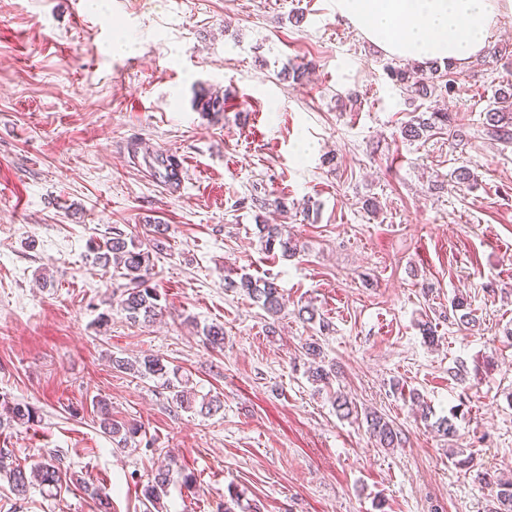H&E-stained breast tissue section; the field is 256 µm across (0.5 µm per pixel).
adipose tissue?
Returning a JSON list of instances; mask_svg holds the SVG:
<instances>
[{"mask_svg": "<svg viewBox=\"0 0 512 512\" xmlns=\"http://www.w3.org/2000/svg\"><path fill=\"white\" fill-rule=\"evenodd\" d=\"M336 12L386 56L464 63L512 15V0H336Z\"/></svg>", "mask_w": 512, "mask_h": 512, "instance_id": "ef3b65f1", "label": "adipose tissue"}]
</instances>
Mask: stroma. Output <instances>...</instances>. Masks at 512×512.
<instances>
[{
    "instance_id": "stroma-1",
    "label": "stroma",
    "mask_w": 512,
    "mask_h": 512,
    "mask_svg": "<svg viewBox=\"0 0 512 512\" xmlns=\"http://www.w3.org/2000/svg\"><path fill=\"white\" fill-rule=\"evenodd\" d=\"M488 46L500 57L452 67L450 129L410 142L401 126L434 100L403 94L334 0H0V398L38 412L0 428V448L29 467L60 450L78 477L22 499L0 481V512H98L86 482L111 512H143L132 477L167 456L199 488L174 479L163 512H216L233 492L240 512H487L490 489L448 450L512 476V144L483 127L512 82V15ZM204 91L223 111L197 108ZM150 148L180 159L182 190L146 173ZM154 224L164 311L135 324L126 279L88 246ZM262 224L287 225L298 254L265 251ZM244 273L276 282L279 318L225 288ZM457 295L475 326L455 321ZM307 305L317 322L299 317ZM310 342L331 386L307 376ZM150 354L220 410L177 408L112 366ZM340 393L392 420L402 447L340 418ZM101 398L146 445L112 444L94 422ZM452 411L450 442L434 424Z\"/></svg>"
}]
</instances>
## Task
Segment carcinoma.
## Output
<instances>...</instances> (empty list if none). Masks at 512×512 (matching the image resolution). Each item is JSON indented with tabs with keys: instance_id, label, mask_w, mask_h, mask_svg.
Wrapping results in <instances>:
<instances>
[{
	"instance_id": "cac0c4a2",
	"label": "carcinoma",
	"mask_w": 512,
	"mask_h": 512,
	"mask_svg": "<svg viewBox=\"0 0 512 512\" xmlns=\"http://www.w3.org/2000/svg\"><path fill=\"white\" fill-rule=\"evenodd\" d=\"M386 69L395 85L421 99L448 94L452 92L456 83L451 72L442 74L438 68L424 67L418 62L403 67L388 65ZM440 125H448V113L422 112L402 127L401 134L405 139L415 141L430 136V132ZM486 134L497 141L512 142V92H499L495 101L489 105L486 111ZM258 229L260 242L264 243L265 249L270 251L278 245L282 255L291 257L296 254L297 244L289 236L287 225L260 224ZM166 231L167 228L154 225L151 238L145 242L129 240L122 232L117 231L91 247L96 262L105 266L115 265L122 269V275L128 279L130 287L125 290V297L120 306L126 318L133 323L150 322L162 313L160 295L156 289L148 285V281L151 275L150 257L154 253L164 252ZM226 287L237 288L246 293L270 314L277 315L284 309V295L270 280L255 279L249 274H243L237 281L228 280ZM451 309L460 325H475L476 318L466 298H454ZM304 350L306 356L314 358L309 369L313 382L326 386L331 384L333 371L326 368L323 361H315L321 353L319 346L307 343ZM112 364L116 369L133 373L142 379L162 381V385L171 395V402L182 409L190 410L197 407L199 413L209 415L221 408L220 401L215 398L203 396L198 401L192 397L186 390V383L179 375L178 369L169 368L164 359L158 356L146 355L133 363L116 359ZM95 406L101 432L111 439L116 447H128L130 439L138 434L140 427L112 419L111 408L104 400L96 401ZM0 411L4 413L10 425L27 426L35 421L36 412L22 402L3 399L0 401ZM366 419L370 434L378 441L379 447L389 449L401 446V432L383 414L372 411L366 414ZM456 465L468 472H475V480L478 483L496 489V506L493 512H512V481L497 478L485 471L474 470L473 458L470 456L457 461ZM171 474L172 468L164 465L148 475L146 485L142 489L145 512H159L160 501L167 494ZM1 477L7 481L14 495L24 497L33 482L38 483L48 493L56 495L62 488L68 486L73 475L64 458L59 455L48 456L34 464V468L28 472L24 466L16 462L12 450L0 448Z\"/></svg>"
}]
</instances>
